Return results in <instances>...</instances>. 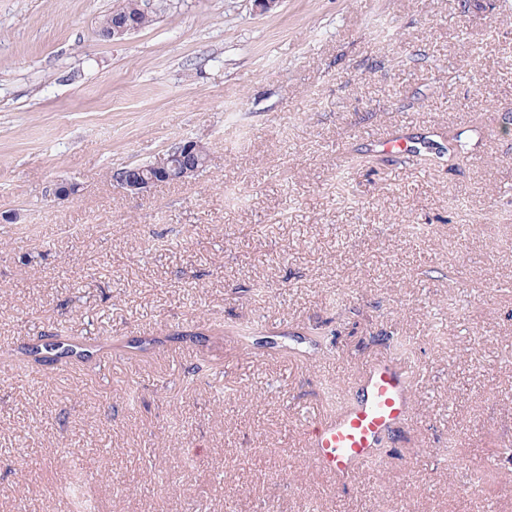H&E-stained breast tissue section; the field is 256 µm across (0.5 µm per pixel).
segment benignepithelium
Segmentation results:
<instances>
[{
	"label": "benign epithelium",
	"mask_w": 512,
	"mask_h": 512,
	"mask_svg": "<svg viewBox=\"0 0 512 512\" xmlns=\"http://www.w3.org/2000/svg\"><path fill=\"white\" fill-rule=\"evenodd\" d=\"M157 10L156 0H135V7L112 15L102 26V36L106 40L117 41L140 30L142 17ZM202 145L192 140L174 144L165 153L159 155L153 165L154 174L146 177L141 170L125 166L111 172L113 186L131 195H139L152 186L164 182H185L199 172L203 163Z\"/></svg>",
	"instance_id": "benign-epithelium-1"
}]
</instances>
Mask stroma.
Returning a JSON list of instances; mask_svg holds the SVG:
<instances>
[{
  "mask_svg": "<svg viewBox=\"0 0 512 512\" xmlns=\"http://www.w3.org/2000/svg\"><path fill=\"white\" fill-rule=\"evenodd\" d=\"M119 3L0 0V512L75 467L94 512H512V8ZM183 139L196 179L109 181ZM63 328L109 362L26 355ZM396 336L412 418L336 485L305 430ZM157 10V1L135 0V7L119 13L112 12L105 16L102 24L111 16L112 18L102 26V36L106 40L117 41L142 28V17L149 16Z\"/></svg>",
  "mask_w": 512,
  "mask_h": 512,
  "instance_id": "stroma-1",
  "label": "stroma"
}]
</instances>
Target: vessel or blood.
Listing matches in <instances>:
<instances>
[{
    "mask_svg": "<svg viewBox=\"0 0 512 512\" xmlns=\"http://www.w3.org/2000/svg\"><path fill=\"white\" fill-rule=\"evenodd\" d=\"M411 366L383 356L357 374L356 398L310 426L311 458L338 485L351 484L376 456L383 439L411 416Z\"/></svg>",
    "mask_w": 512,
    "mask_h": 512,
    "instance_id": "vessel-or-blood-1",
    "label": "vessel or blood"
}]
</instances>
